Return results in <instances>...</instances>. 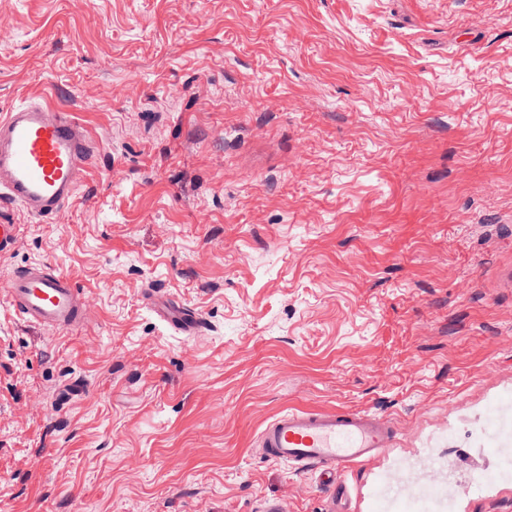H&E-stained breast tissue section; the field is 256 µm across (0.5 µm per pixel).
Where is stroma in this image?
<instances>
[{"label": "stroma", "instance_id": "stroma-1", "mask_svg": "<svg viewBox=\"0 0 512 512\" xmlns=\"http://www.w3.org/2000/svg\"><path fill=\"white\" fill-rule=\"evenodd\" d=\"M25 97L96 151L55 217L0 202V512H331L317 473L259 452L290 408L397 426L345 478L366 500L401 460L490 466L512 0H0V113ZM45 262L90 300L75 332L1 294ZM147 300L159 316L177 332L185 336H193L198 333L201 327V318L191 309L169 300L161 301L150 293Z\"/></svg>", "mask_w": 512, "mask_h": 512}]
</instances>
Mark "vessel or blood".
I'll return each mask as SVG.
<instances>
[{
	"instance_id": "obj_1",
	"label": "vessel or blood",
	"mask_w": 512,
	"mask_h": 512,
	"mask_svg": "<svg viewBox=\"0 0 512 512\" xmlns=\"http://www.w3.org/2000/svg\"><path fill=\"white\" fill-rule=\"evenodd\" d=\"M93 151L88 132L71 113L42 100L30 101L0 115V196L28 213L51 218L85 183ZM4 293L23 319L56 330L72 331L84 322L89 300L53 265L26 266L9 280ZM159 316L186 336L198 333L200 316L181 304L151 298ZM484 420L493 432L490 469L470 471L465 492L481 496L492 483H512V408L490 406ZM393 424L363 411L295 408L268 422L259 438L267 458L295 472H318L337 499L348 498L342 478L392 447ZM447 482L414 480L403 467L382 474L369 512H449Z\"/></svg>"
}]
</instances>
